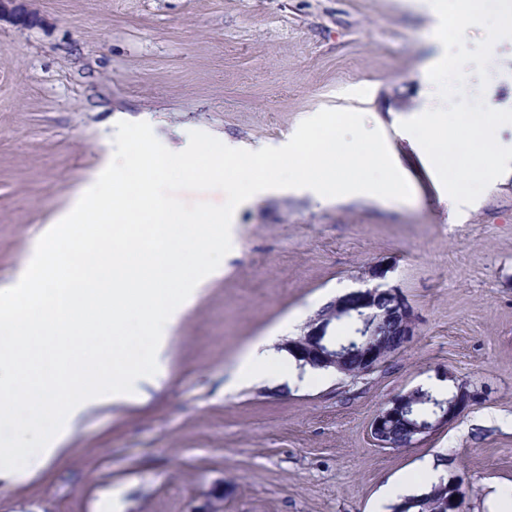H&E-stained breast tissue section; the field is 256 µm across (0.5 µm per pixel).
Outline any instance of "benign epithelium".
Wrapping results in <instances>:
<instances>
[{
    "instance_id": "1",
    "label": "benign epithelium",
    "mask_w": 512,
    "mask_h": 512,
    "mask_svg": "<svg viewBox=\"0 0 512 512\" xmlns=\"http://www.w3.org/2000/svg\"><path fill=\"white\" fill-rule=\"evenodd\" d=\"M25 0H0V21L12 20L21 25H33L39 19L24 8ZM333 315H351L361 321V333L367 340L355 348L334 349L324 342L330 317L315 314L305 324L302 333L286 340L284 348L294 353L311 368L328 370L354 362L362 375L369 374L393 353L406 347L416 336L414 311L407 301L392 289H382L376 285L350 291L332 301ZM383 320L390 324L393 339L378 345L368 340L373 335L375 322ZM479 398L478 390L467 382L458 384L456 398L436 408L432 419L426 423L412 424L408 439L397 436L399 424L406 422L411 405L416 401L413 392L403 394L391 400L374 417L371 423V435L382 448H403L406 441L422 440L438 428L455 420L463 411L472 406ZM433 495L448 503L452 499H461L459 482L451 479L439 484Z\"/></svg>"
}]
</instances>
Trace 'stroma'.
<instances>
[{
  "label": "stroma",
  "mask_w": 512,
  "mask_h": 512,
  "mask_svg": "<svg viewBox=\"0 0 512 512\" xmlns=\"http://www.w3.org/2000/svg\"><path fill=\"white\" fill-rule=\"evenodd\" d=\"M0 22V283L114 152L118 122L168 147L193 130L246 150L285 145L324 109L362 113L417 194L404 202L259 194L232 249L171 333L145 398L86 416L32 478L0 484V512H392L388 485L442 464L461 512L512 494V175L460 207L401 122L434 107L444 49L429 0H27ZM493 54L488 106L512 110V39ZM375 266L417 334L374 372L231 387L240 357L286 339ZM478 402L406 448L370 423L425 378ZM25 0H0V21L12 20L21 25H33L40 20L24 8Z\"/></svg>",
  "instance_id": "35a3bbf8"
}]
</instances>
